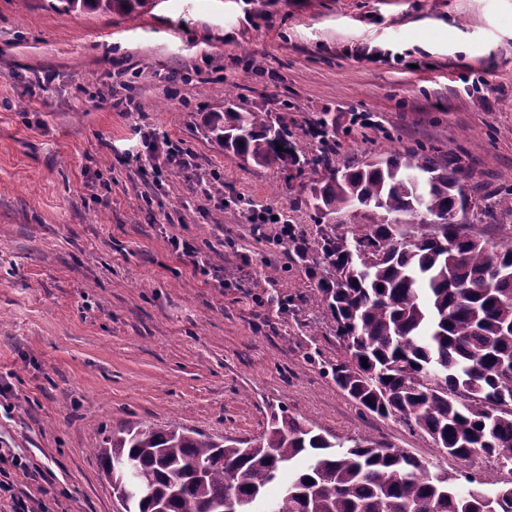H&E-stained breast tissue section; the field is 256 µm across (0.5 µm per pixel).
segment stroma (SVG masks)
I'll return each mask as SVG.
<instances>
[{"mask_svg":"<svg viewBox=\"0 0 512 512\" xmlns=\"http://www.w3.org/2000/svg\"><path fill=\"white\" fill-rule=\"evenodd\" d=\"M56 2L0 0V379L12 385L0 448L43 473L16 475L18 490L47 496L50 512H121L97 454L113 429L250 440L282 411L433 470L505 478L494 460L448 456L363 412L321 373L311 354L345 353L313 280L277 225L260 242L249 231L270 208L314 241L308 192L244 164L204 120L228 95L272 112L286 101L305 155L309 121L324 117L338 162L432 143L494 199L512 188V0H145L131 13ZM361 43L380 56H355ZM125 97L132 111L113 110ZM360 113L372 125L354 124ZM155 129L190 152L200 182L172 172L157 185L147 157L123 159ZM216 173L223 195L209 199L201 184ZM173 236L223 267L225 287L181 264ZM271 266L260 306L251 296Z\"/></svg>","mask_w":512,"mask_h":512,"instance_id":"stroma-1","label":"stroma"}]
</instances>
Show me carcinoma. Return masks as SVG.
Here are the masks:
<instances>
[{"mask_svg": "<svg viewBox=\"0 0 512 512\" xmlns=\"http://www.w3.org/2000/svg\"><path fill=\"white\" fill-rule=\"evenodd\" d=\"M64 13L141 0H58ZM210 139L257 167L303 163L288 113L229 100L207 120ZM309 185L321 221L344 212L352 229L320 230L298 259L317 280L345 357L320 363L362 410L392 419L458 459L492 458L512 472V240L466 230L477 203L461 159L435 145L336 167V124L319 118ZM282 150H277V147ZM367 360L368 367L362 366ZM98 449L123 512H262L266 488L288 481L270 512H512V480L432 471L422 458L371 440L342 439L283 414L245 444L181 426L112 431Z\"/></svg>", "mask_w": 512, "mask_h": 512, "instance_id": "cac0c4a2", "label": "carcinoma"}]
</instances>
